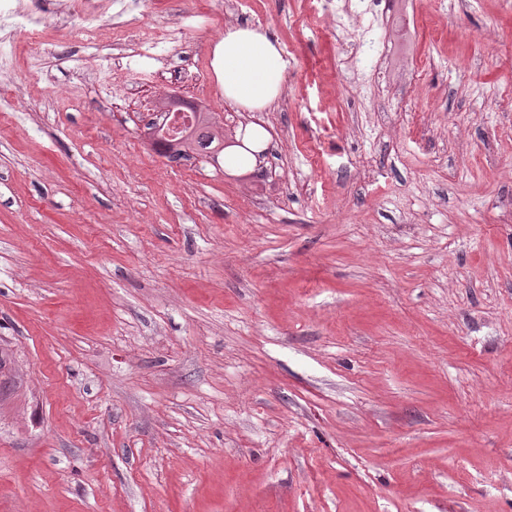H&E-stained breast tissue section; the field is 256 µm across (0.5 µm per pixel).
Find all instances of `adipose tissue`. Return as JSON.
<instances>
[{
	"mask_svg": "<svg viewBox=\"0 0 512 512\" xmlns=\"http://www.w3.org/2000/svg\"><path fill=\"white\" fill-rule=\"evenodd\" d=\"M211 67L225 101L247 112H261L277 101L286 62L279 44L261 28L228 26L213 48ZM270 140L264 126L247 124L241 145L225 148V167H255Z\"/></svg>",
	"mask_w": 512,
	"mask_h": 512,
	"instance_id": "1",
	"label": "adipose tissue"
}]
</instances>
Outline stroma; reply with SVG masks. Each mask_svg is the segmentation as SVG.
Instances as JSON below:
<instances>
[{"mask_svg":"<svg viewBox=\"0 0 512 512\" xmlns=\"http://www.w3.org/2000/svg\"><path fill=\"white\" fill-rule=\"evenodd\" d=\"M94 9L0 73V512H512V0ZM228 26L281 45L268 111ZM166 93L259 168L159 153ZM211 67L225 101L263 112L281 93L286 62L260 27L228 26L213 48Z\"/></svg>","mask_w":512,"mask_h":512,"instance_id":"35a3bbf8","label":"stroma"}]
</instances>
